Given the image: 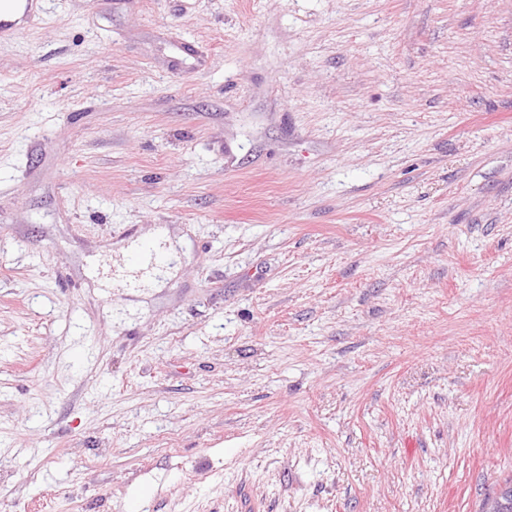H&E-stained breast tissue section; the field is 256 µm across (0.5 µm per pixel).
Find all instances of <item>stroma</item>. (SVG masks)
I'll return each instance as SVG.
<instances>
[{
	"label": "stroma",
	"instance_id": "35a3bbf8",
	"mask_svg": "<svg viewBox=\"0 0 512 512\" xmlns=\"http://www.w3.org/2000/svg\"><path fill=\"white\" fill-rule=\"evenodd\" d=\"M160 234L162 287H114ZM508 477L512 0H47L0 39V512Z\"/></svg>",
	"mask_w": 512,
	"mask_h": 512
}]
</instances>
